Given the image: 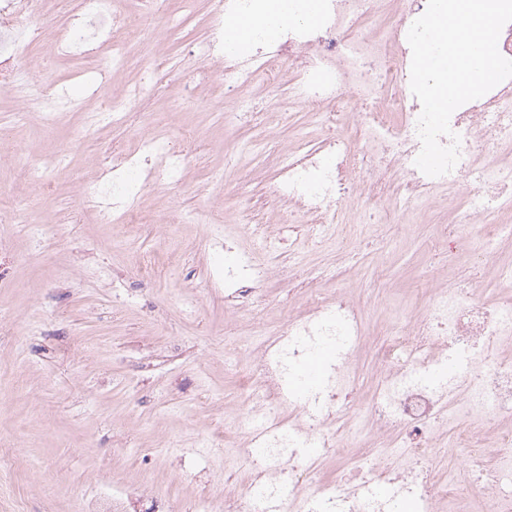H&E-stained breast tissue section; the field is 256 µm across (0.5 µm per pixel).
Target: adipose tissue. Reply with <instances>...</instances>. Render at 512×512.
I'll use <instances>...</instances> for the list:
<instances>
[{"instance_id":"adipose-tissue-1","label":"adipose tissue","mask_w":512,"mask_h":512,"mask_svg":"<svg viewBox=\"0 0 512 512\" xmlns=\"http://www.w3.org/2000/svg\"><path fill=\"white\" fill-rule=\"evenodd\" d=\"M321 8L322 0H266L260 16L237 18L226 22L225 49L234 54L256 33L274 35L282 21L290 15L309 24L316 23Z\"/></svg>"}]
</instances>
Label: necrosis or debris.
Returning a JSON list of instances; mask_svg holds the SVG:
<instances>
[{"instance_id": "necrosis-or-debris-1", "label": "necrosis or debris", "mask_w": 512, "mask_h": 512, "mask_svg": "<svg viewBox=\"0 0 512 512\" xmlns=\"http://www.w3.org/2000/svg\"><path fill=\"white\" fill-rule=\"evenodd\" d=\"M52 2L0 0V98L13 103L14 127L50 131L79 114L77 140L133 125L134 149H113L92 180L74 186L102 223L136 222L156 183L180 182L190 154L169 134L165 114L195 109L223 88L264 91L288 72L300 79L293 106L328 132L282 151L267 186L274 207L250 225L252 238L267 242L281 229L308 242L329 236L345 255L378 225L399 222L398 202L429 213L440 190L458 195L430 239L447 245L448 266L420 313L382 331L365 406L357 404L355 351L367 327L348 290L327 299L307 288L302 310L277 331L255 322L251 333L262 342L246 367L244 438L235 450L248 480L239 488L225 471L224 512H394L401 498L419 512H473L475 499L489 512H512V261L499 257L512 243V78L452 114L459 161L430 177L415 165L421 104L410 90L407 41L427 0H323L318 23L285 18L275 40L256 38L232 58L225 22L259 14L263 0H210L208 36L192 49L209 68L184 69L190 95L156 109L165 32L187 21L190 0H77L67 23L48 30L41 21ZM49 57L73 69L36 83ZM75 82L83 95L72 94ZM69 151L60 144L31 155L14 186L21 206L0 213L1 223L27 224L33 212L50 211ZM354 197L374 211L339 221L340 204ZM268 279L251 262L225 264V304L255 313ZM489 280L509 295L488 302L481 287ZM326 348L336 359L323 384L293 395L299 365ZM327 453L355 461L352 474L321 477L318 457ZM465 484L476 495L464 494Z\"/></svg>"}]
</instances>
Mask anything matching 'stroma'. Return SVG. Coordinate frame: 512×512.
Listing matches in <instances>:
<instances>
[{"label": "stroma", "instance_id": "1", "mask_svg": "<svg viewBox=\"0 0 512 512\" xmlns=\"http://www.w3.org/2000/svg\"><path fill=\"white\" fill-rule=\"evenodd\" d=\"M208 0H197L194 21L170 43L159 83L161 96L178 92L189 45L207 35ZM247 118L234 126L218 122L231 98L214 96L192 112L173 116L194 133L183 181L161 185L144 197L139 224L114 228L100 223L91 204L69 188L94 173L113 145L131 140L124 128H107L74 143L61 171L55 205L72 223L58 234L32 237L20 225L0 223V244L10 255L0 263V435L13 438L30 467L0 470V512H76L92 495L109 490L128 496L139 512L141 496L162 491L172 512H219L224 469L232 465L243 405L237 380L249 356L224 358L225 336H249L247 314L224 306V246L262 268L285 262L281 252L260 248L244 230L256 210L270 206L265 181L274 177L269 155L298 137L321 138L325 127L302 110L282 120L287 84L254 95ZM269 131L264 150L252 142ZM224 181H210L212 171ZM223 206L218 224H185L169 244L153 216L172 209ZM437 215L404 220L390 229L395 244L372 243L339 258L332 245L313 248L302 240L288 246L317 268L318 288L336 289V269L346 266L356 300L364 305L372 334L357 358L373 362L375 333L385 321L384 297L423 308L424 283L441 269L444 251L429 248ZM154 256L161 275L146 278L143 255ZM93 347L81 357L67 350L69 337ZM227 429L224 449L206 447L215 422Z\"/></svg>", "mask_w": 512, "mask_h": 512}]
</instances>
